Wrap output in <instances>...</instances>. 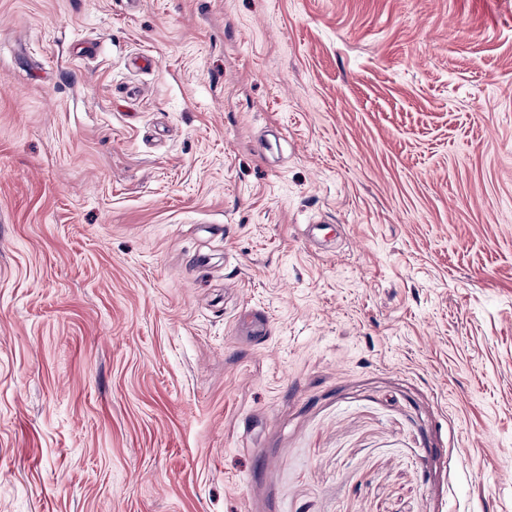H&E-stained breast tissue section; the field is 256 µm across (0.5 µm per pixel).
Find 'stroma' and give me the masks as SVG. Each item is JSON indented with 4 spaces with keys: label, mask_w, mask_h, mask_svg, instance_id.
Here are the masks:
<instances>
[{
    "label": "stroma",
    "mask_w": 512,
    "mask_h": 512,
    "mask_svg": "<svg viewBox=\"0 0 512 512\" xmlns=\"http://www.w3.org/2000/svg\"><path fill=\"white\" fill-rule=\"evenodd\" d=\"M510 471L512 0H0V512Z\"/></svg>",
    "instance_id": "obj_1"
}]
</instances>
